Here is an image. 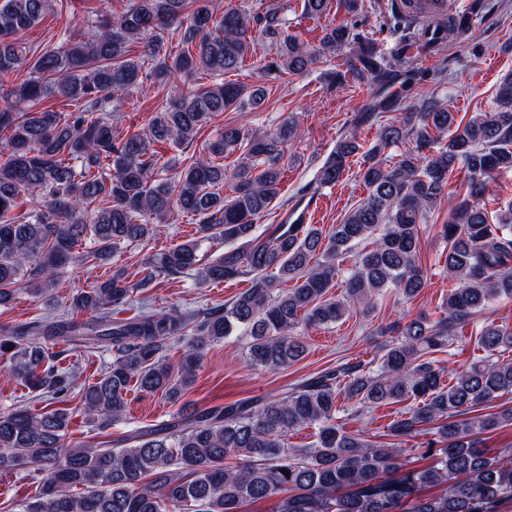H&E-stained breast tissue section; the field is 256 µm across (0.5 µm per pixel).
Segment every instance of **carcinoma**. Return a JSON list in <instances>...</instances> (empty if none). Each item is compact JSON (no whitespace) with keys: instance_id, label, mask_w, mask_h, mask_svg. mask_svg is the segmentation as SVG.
<instances>
[{"instance_id":"obj_1","label":"carcinoma","mask_w":512,"mask_h":512,"mask_svg":"<svg viewBox=\"0 0 512 512\" xmlns=\"http://www.w3.org/2000/svg\"><path fill=\"white\" fill-rule=\"evenodd\" d=\"M76 2L0 0V81L30 70L22 82L0 85V308L23 287L51 301L54 277L68 261L107 265L122 246L148 240L153 226L177 211L197 217L204 237L224 241V252L207 259L195 240L173 244L143 263L133 286L119 268L74 294L68 315L0 325L3 371L53 399L75 386L71 371L49 364L55 346L72 354L113 352L101 376L79 390L81 413L99 428L125 413L132 384L181 401L209 347L240 326L250 331L249 364L277 371L304 355L308 328L370 311L387 288L415 297L427 283L421 224L460 162L469 173L468 197L452 206L442 226L443 267L456 286L441 316L398 325L378 358L338 362L280 395L185 405L162 425L134 430L125 448L70 441L67 409L1 412L0 468L43 474L39 494L22 512H240L243 503L261 500L275 501L271 512H494L512 501V449L493 455L482 438L512 426V406L486 411L512 395V326H482L475 337L482 355L448 382L442 358L490 302L512 298V206L492 224L474 202L490 178L512 171V74L499 85V109L462 124L436 98L411 106L384 94L390 62L347 22L325 25L315 48L288 33L274 5L218 13L210 0H128L120 13L101 0L104 8L86 28L66 27L56 42L27 55L18 35ZM329 9L330 0H302L307 18ZM257 33L275 50L260 67L267 77L301 73L317 58L353 47L346 70L332 79L368 86L369 103L357 123L400 113L380 125L366 151L357 133L346 135L317 170L316 184L334 185L349 158L363 153L359 176L367 195L327 231L279 224L257 232L261 213L280 194L282 161L296 135L290 119L269 134L226 127L209 156L178 172L161 162L158 146L189 144L214 114L264 101V86L183 87L200 74L239 70L255 53ZM135 47L142 53L133 54ZM146 81L165 97L143 130L116 137L112 113L125 102L112 91ZM50 98L73 110L39 107ZM405 140L412 147L397 162L380 159ZM235 152L239 164L229 172L218 159ZM87 240L93 248L77 250ZM366 240L371 248L343 270L340 261ZM189 271L201 283L249 276L251 286L220 308L112 317L134 288ZM342 276L345 295L333 298ZM288 281L294 286L279 287ZM81 313L91 318L81 322ZM176 343L182 354L174 369L166 352ZM405 402L387 427L388 445L346 427L367 409ZM431 423L436 427L423 455L433 464L407 467L404 444ZM308 428L315 429L308 446L288 445L289 433ZM439 485L440 494H424Z\"/></svg>"}]
</instances>
